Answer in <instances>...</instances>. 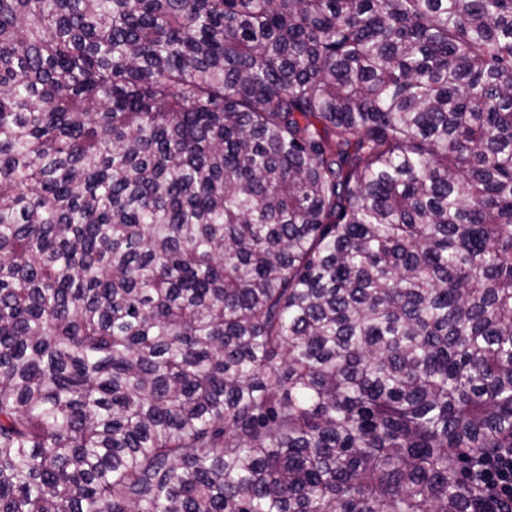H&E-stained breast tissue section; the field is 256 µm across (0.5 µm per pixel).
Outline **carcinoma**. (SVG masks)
<instances>
[{
	"instance_id": "1",
	"label": "carcinoma",
	"mask_w": 512,
	"mask_h": 512,
	"mask_svg": "<svg viewBox=\"0 0 512 512\" xmlns=\"http://www.w3.org/2000/svg\"><path fill=\"white\" fill-rule=\"evenodd\" d=\"M512 447V0H0V512H473Z\"/></svg>"
}]
</instances>
